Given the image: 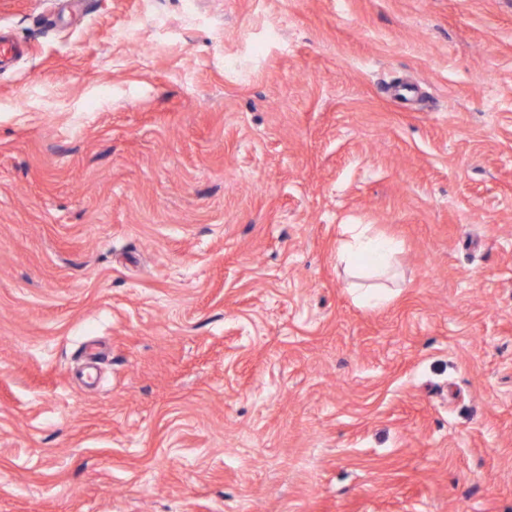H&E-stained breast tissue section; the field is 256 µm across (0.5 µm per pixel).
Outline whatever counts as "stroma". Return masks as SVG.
I'll list each match as a JSON object with an SVG mask.
<instances>
[{
  "label": "stroma",
  "instance_id": "1",
  "mask_svg": "<svg viewBox=\"0 0 512 512\" xmlns=\"http://www.w3.org/2000/svg\"><path fill=\"white\" fill-rule=\"evenodd\" d=\"M196 7L0 0V512H512V0ZM348 232L338 251L339 261L348 268L364 266L365 261L372 267H382L400 247L394 240L374 235L367 224L349 225Z\"/></svg>",
  "mask_w": 512,
  "mask_h": 512
}]
</instances>
